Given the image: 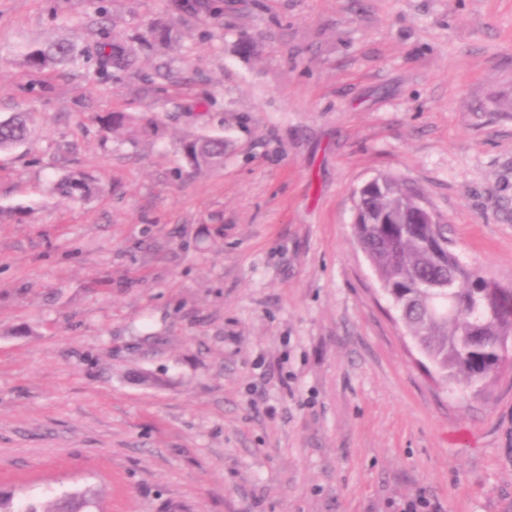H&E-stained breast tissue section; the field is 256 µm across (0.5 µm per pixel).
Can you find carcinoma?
<instances>
[{
  "label": "carcinoma",
  "mask_w": 512,
  "mask_h": 512,
  "mask_svg": "<svg viewBox=\"0 0 512 512\" xmlns=\"http://www.w3.org/2000/svg\"><path fill=\"white\" fill-rule=\"evenodd\" d=\"M85 50L63 38L48 44L19 45V65L31 72H54L77 63ZM99 69L108 64L130 69L137 59L133 44H112L107 32L98 43ZM31 136L24 113L0 117V151ZM183 152L196 168L223 163L224 140L201 136L186 141ZM417 194L397 179L382 175L376 187L358 196L355 240L365 254L408 335L429 363L431 375L465 394L500 371L504 357L492 339L512 338V288H505L465 266L448 250L443 224H418L413 204ZM98 494L75 490L43 506L14 504L0 491V512H91Z\"/></svg>",
  "instance_id": "obj_1"
}]
</instances>
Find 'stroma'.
<instances>
[{"mask_svg": "<svg viewBox=\"0 0 512 512\" xmlns=\"http://www.w3.org/2000/svg\"><path fill=\"white\" fill-rule=\"evenodd\" d=\"M214 3L0 0V113L32 129L0 152V488L512 512V348L480 392L433 382L353 238L356 192L391 175L512 288V0ZM104 33L142 38L132 70L17 65ZM198 136L221 166L191 167ZM84 54L85 50L76 41L63 38L48 44L30 42L19 45L18 62L31 72H55L62 65L76 64ZM183 152L196 168L217 167L224 160V140L211 136L195 137L183 144Z\"/></svg>", "mask_w": 512, "mask_h": 512, "instance_id": "1", "label": "stroma"}]
</instances>
